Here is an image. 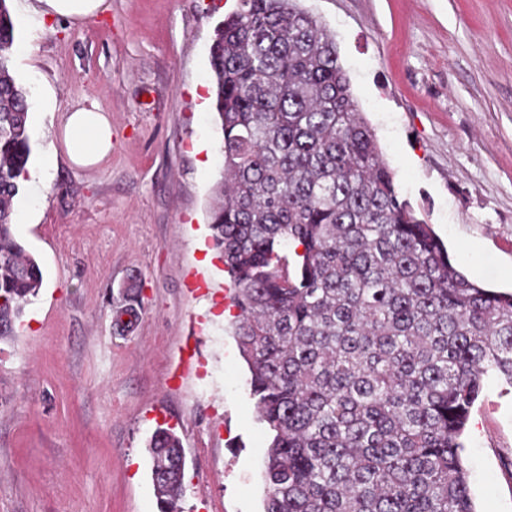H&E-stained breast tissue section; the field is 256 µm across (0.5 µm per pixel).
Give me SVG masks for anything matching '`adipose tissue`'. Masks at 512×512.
I'll list each match as a JSON object with an SVG mask.
<instances>
[{
    "instance_id": "obj_1",
    "label": "adipose tissue",
    "mask_w": 512,
    "mask_h": 512,
    "mask_svg": "<svg viewBox=\"0 0 512 512\" xmlns=\"http://www.w3.org/2000/svg\"><path fill=\"white\" fill-rule=\"evenodd\" d=\"M107 0H36L29 13L37 19L60 17L77 21L89 20L106 7ZM61 143L50 146L42 158L41 170L50 175L59 157H66L82 168L97 166L112 152V121L97 106L83 105L65 114L59 128Z\"/></svg>"
}]
</instances>
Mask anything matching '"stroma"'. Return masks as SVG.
I'll list each match as a JSON object with an SVG mask.
<instances>
[{
  "label": "stroma",
  "mask_w": 512,
  "mask_h": 512,
  "mask_svg": "<svg viewBox=\"0 0 512 512\" xmlns=\"http://www.w3.org/2000/svg\"><path fill=\"white\" fill-rule=\"evenodd\" d=\"M81 24L11 0L33 156L97 104L112 153L60 160L16 237L43 284L0 339V512H159L147 443L173 428L182 512H261L256 420L209 229L221 132L208 43L235 0H108ZM402 195L470 280L512 291V0H300ZM463 456L477 512H512V389L487 381Z\"/></svg>",
  "instance_id": "35a3bbf8"
}]
</instances>
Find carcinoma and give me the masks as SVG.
<instances>
[{"label":"carcinoma","instance_id":"obj_1","mask_svg":"<svg viewBox=\"0 0 512 512\" xmlns=\"http://www.w3.org/2000/svg\"><path fill=\"white\" fill-rule=\"evenodd\" d=\"M0 0V337L42 272L15 235L33 154ZM224 172L210 229L271 435L263 512H476L463 458L486 378L512 387V293L484 288L402 199L333 37L299 0H237L209 45ZM179 436L149 442L177 512Z\"/></svg>","mask_w":512,"mask_h":512}]
</instances>
